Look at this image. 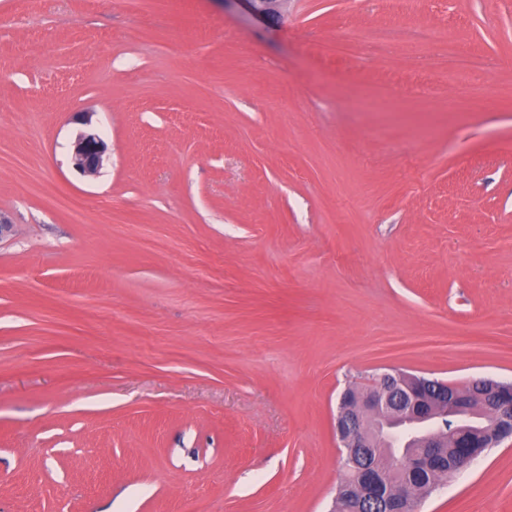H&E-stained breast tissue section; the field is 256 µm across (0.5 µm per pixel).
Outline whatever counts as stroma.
Returning <instances> with one entry per match:
<instances>
[{
  "label": "stroma",
  "instance_id": "35a3bbf8",
  "mask_svg": "<svg viewBox=\"0 0 512 512\" xmlns=\"http://www.w3.org/2000/svg\"><path fill=\"white\" fill-rule=\"evenodd\" d=\"M429 26L435 100L365 41ZM0 219V512H330L345 389L512 382V0H0ZM417 512H512V440ZM431 45H439L447 49L448 67L439 74L440 85L448 82L460 83L472 73L484 68L481 57L469 52L437 27L425 28L418 33L414 41L400 43L397 48L401 51H414ZM107 151L108 145L98 133H81L74 144L73 166L85 176H95L103 166Z\"/></svg>",
  "mask_w": 512,
  "mask_h": 512
}]
</instances>
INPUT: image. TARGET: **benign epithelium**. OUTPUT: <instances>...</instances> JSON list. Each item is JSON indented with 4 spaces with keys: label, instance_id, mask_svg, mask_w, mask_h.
I'll list each match as a JSON object with an SVG mask.
<instances>
[{
    "label": "benign epithelium",
    "instance_id": "7a95c632",
    "mask_svg": "<svg viewBox=\"0 0 512 512\" xmlns=\"http://www.w3.org/2000/svg\"><path fill=\"white\" fill-rule=\"evenodd\" d=\"M249 11L259 19H268L279 13L280 0H242ZM108 151L106 141L96 132H85L74 144V168L85 176H95L103 166ZM483 383L494 392L491 399L475 398L469 388L432 383L402 373H380L370 386L348 389L341 397L336 419V432L346 448V456L353 458L354 449L372 448L389 441V430L403 424L412 433V439L422 448H437L439 441L458 438L459 426L449 412L455 405L479 402L478 414L493 422V430L484 443L494 448L506 438H512V384L485 379ZM384 466L360 473L359 484L349 489L347 512H360L368 502L384 503L399 495L415 499L417 492L405 487L394 490L383 477L384 469L396 459L393 450L384 449Z\"/></svg>",
    "mask_w": 512,
    "mask_h": 512
}]
</instances>
